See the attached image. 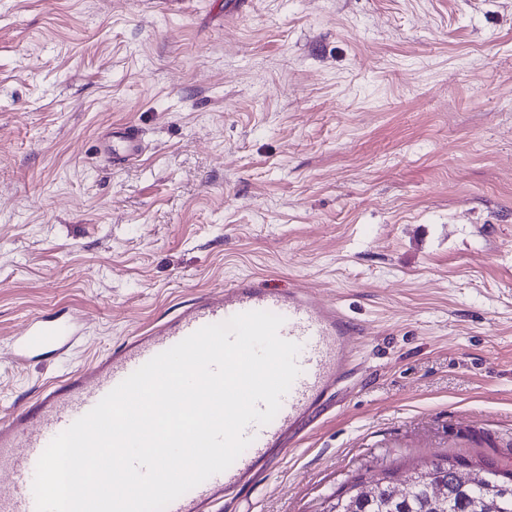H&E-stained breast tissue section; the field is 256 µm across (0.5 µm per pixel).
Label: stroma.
Returning <instances> with one entry per match:
<instances>
[{
  "mask_svg": "<svg viewBox=\"0 0 512 512\" xmlns=\"http://www.w3.org/2000/svg\"><path fill=\"white\" fill-rule=\"evenodd\" d=\"M244 276L365 334L222 512L512 470V0H0V415ZM58 312L71 344L20 354ZM143 150L139 132L133 125H126L112 130V141L104 145L103 154L113 166H121L140 156Z\"/></svg>",
  "mask_w": 512,
  "mask_h": 512,
  "instance_id": "35a3bbf8",
  "label": "stroma"
}]
</instances>
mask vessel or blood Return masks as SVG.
I'll use <instances>...</instances> for the list:
<instances>
[{
    "instance_id": "vessel-or-blood-1",
    "label": "vessel or blood",
    "mask_w": 512,
    "mask_h": 512,
    "mask_svg": "<svg viewBox=\"0 0 512 512\" xmlns=\"http://www.w3.org/2000/svg\"><path fill=\"white\" fill-rule=\"evenodd\" d=\"M144 150L134 126L115 128L103 153L112 165L128 163ZM249 311H268L283 317L281 338L300 347L298 377L283 396L268 424H252L244 431L251 444L225 471L215 474L173 502L166 512H212L225 492L244 485L271 450L288 454L289 436L301 432L306 418L319 414L338 397L353 369L349 347L363 335L361 324L334 303L301 288L280 292L265 288L252 277L205 290L183 303L176 316L156 321L129 336L118 347L85 368L68 372L45 386L26 405L0 417V469H8L17 490L0 496V512H36L33 480L36 463L49 444L75 420L88 413L107 393L157 354L200 328L227 321ZM75 334L63 320L36 321L20 341L23 351L62 350Z\"/></svg>"
}]
</instances>
